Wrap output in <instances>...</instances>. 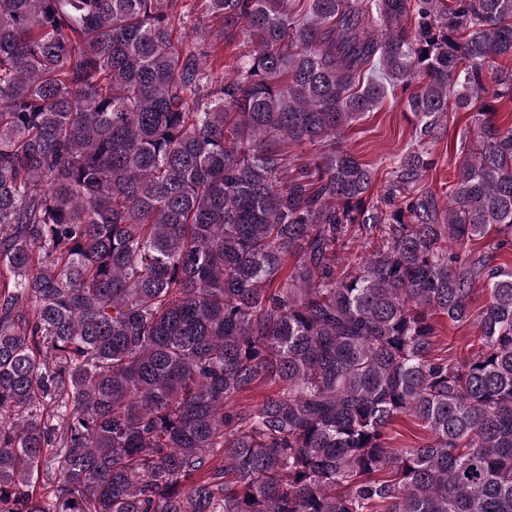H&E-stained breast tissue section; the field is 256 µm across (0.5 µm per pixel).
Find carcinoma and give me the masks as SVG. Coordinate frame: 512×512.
<instances>
[{
    "label": "carcinoma",
    "instance_id": "cac0c4a2",
    "mask_svg": "<svg viewBox=\"0 0 512 512\" xmlns=\"http://www.w3.org/2000/svg\"><path fill=\"white\" fill-rule=\"evenodd\" d=\"M186 2L0 0V512H512V267L464 251L512 246V0H202L230 76ZM398 88L374 198L339 140ZM437 316L480 346L434 355ZM206 25H208L206 33H202L203 39H201L202 50L210 56L223 55L225 71H231L230 66L236 63V58L247 54L250 49L247 37L241 35L231 43H224V40L216 35L220 24L216 21H208V23L206 21ZM473 114L468 110L448 112L441 122L439 137L428 140L424 146L435 165L427 172L423 183L443 202H448V189L456 167L464 158V153L461 154L464 142H474L477 137L478 128L470 119ZM418 421L402 417L397 419L389 429L388 442L393 448H401L405 444L421 443V438L426 437V430L420 427Z\"/></svg>",
    "mask_w": 512,
    "mask_h": 512
}]
</instances>
